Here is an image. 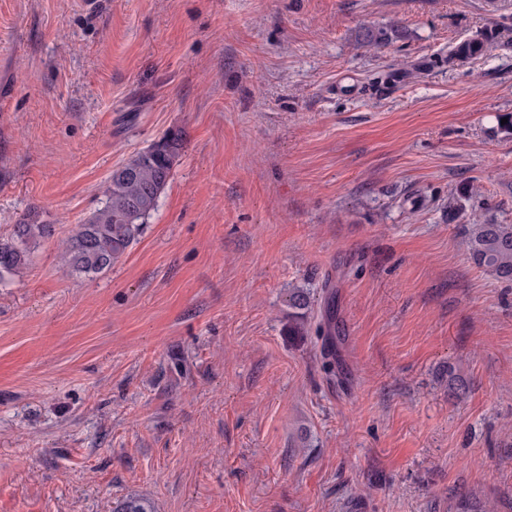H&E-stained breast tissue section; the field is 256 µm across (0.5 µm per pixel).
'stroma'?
Wrapping results in <instances>:
<instances>
[{
    "label": "stroma",
    "mask_w": 512,
    "mask_h": 512,
    "mask_svg": "<svg viewBox=\"0 0 512 512\" xmlns=\"http://www.w3.org/2000/svg\"><path fill=\"white\" fill-rule=\"evenodd\" d=\"M494 26L512 0H0V235L52 227L0 287V512H512V283L465 246L512 224V40L448 61ZM171 130L126 256L68 275ZM503 32L498 28H489L456 43L448 53V61L467 62L477 59L483 55L489 45L502 38ZM181 147L179 134L168 132L113 169L102 207L78 224L66 243L70 274H99L123 258L156 211Z\"/></svg>",
    "instance_id": "obj_1"
}]
</instances>
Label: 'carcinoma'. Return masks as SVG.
I'll return each mask as SVG.
<instances>
[{"label":"carcinoma","mask_w":512,"mask_h":512,"mask_svg":"<svg viewBox=\"0 0 512 512\" xmlns=\"http://www.w3.org/2000/svg\"><path fill=\"white\" fill-rule=\"evenodd\" d=\"M502 36L503 31L498 28L485 29L455 44L448 52V60H474ZM394 37H401V32L394 28L369 30L363 34L365 43L374 47ZM425 68V64L415 63L401 75L394 71L381 72L376 82L393 84L400 80V76L420 74ZM181 147L179 134L168 132L112 170L102 207L78 225L66 243L65 265L70 274H99L123 258L147 219L156 211L179 160ZM51 232V225L40 223L38 215L30 214L13 225L10 236L0 238L1 286L28 267L34 250ZM465 244L474 265L498 281L512 282V224L489 220L471 224L467 228ZM288 307L295 310L293 317L303 318L304 312L312 308L309 293L302 288L292 289ZM468 391L466 377L455 366H448V397L460 400Z\"/></svg>","instance_id":"1"}]
</instances>
